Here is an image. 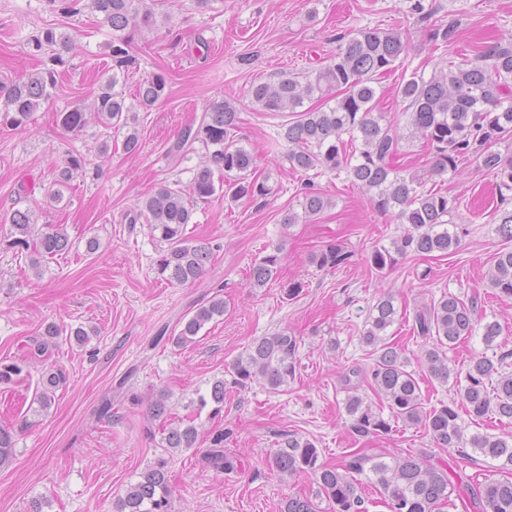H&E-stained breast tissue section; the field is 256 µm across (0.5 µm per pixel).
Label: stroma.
<instances>
[{"mask_svg": "<svg viewBox=\"0 0 512 512\" xmlns=\"http://www.w3.org/2000/svg\"><path fill=\"white\" fill-rule=\"evenodd\" d=\"M432 3L435 13L426 23L407 13L404 0H208L203 6L197 0H162L155 28L126 33L133 62L123 90L134 101L140 83L162 70L169 77L167 97L140 113L137 154L124 151L116 132L102 157L96 119L74 135L63 133L56 115L90 103L111 75V29L100 24L90 0H79L73 13L63 12L55 0H0L1 86L47 63V54L32 46L42 28H56L76 46L59 71L51 104L35 113L27 129L0 127V214L30 209L37 229L62 225L69 241L68 250L37 273L28 257L9 248L8 227L0 223V365L29 363L19 378L0 383V428L16 435L13 458L0 467V512H29L35 499L43 512H115L139 474L162 457L171 512H278L282 499L313 488L309 475L283 478L271 469L269 460L285 432L314 441L328 465L357 450L386 458L421 453L479 481L492 475L489 464L465 461L457 449L438 447L423 429L400 422L388 434L355 439L344 399L352 369L365 371L373 363L361 336L383 292L394 295L398 310L387 338L398 343L426 398H455L470 358L485 349L481 334H474L448 350L450 381L430 378L412 322L424 304L445 293L477 299L475 320L501 324L497 343L509 354L505 371L512 372V297L496 294L488 282L495 254L507 246L492 214L512 209V193L499 194L494 177L472 158L456 172L433 177L436 188L459 200L453 214L463 230L458 249L445 257L410 255L391 271L376 272L367 261L370 251L390 245L404 225L380 214L370 194L345 177L292 171L287 144L275 142L281 117L262 111L250 96L253 84L323 67L342 36L361 27L406 29L404 68L428 73L512 36V0ZM451 21L457 24L454 40L433 49L432 24ZM222 100L236 106L238 138L273 192L243 204L218 195L198 204L188 231L212 246V255L198 280L172 284L156 270L161 243L136 214L159 183L189 187L202 155L174 156L170 148L187 123ZM69 150L80 151L89 165L56 203L45 190ZM305 187L330 198V207L313 222L282 224ZM92 239L98 242L93 251L87 247ZM331 243L341 245L347 259L320 269L312 256ZM278 244L284 254L281 279L305 285L290 302L281 299L277 285L254 288L248 277L264 248ZM216 294L227 309L204 326L194 344L178 349L159 341L160 332H174L196 304ZM47 322L84 328L89 339L82 346L63 341L31 358L33 341ZM284 329L300 339L296 375L286 390L274 393L256 384L227 393L218 417L196 414L197 391L228 377L232 362L254 340ZM56 369L65 374L56 402L34 415L41 377ZM162 391L173 416H196L197 447L164 452L148 412ZM107 397L112 410L104 414L99 407ZM217 429L226 433L225 451L237 458L234 471H217L204 461L207 437Z\"/></svg>", "mask_w": 512, "mask_h": 512, "instance_id": "1", "label": "stroma"}]
</instances>
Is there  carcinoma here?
Instances as JSON below:
<instances>
[{
  "label": "carcinoma",
  "mask_w": 512,
  "mask_h": 512,
  "mask_svg": "<svg viewBox=\"0 0 512 512\" xmlns=\"http://www.w3.org/2000/svg\"><path fill=\"white\" fill-rule=\"evenodd\" d=\"M95 12L103 16L117 33L108 45L112 59V75L101 86L90 104L101 125L125 131L123 146L127 153L140 149V133L136 110L148 111L166 95L167 75L156 72L145 79L137 93L138 107L126 104L125 95L117 89L121 75L131 59L130 43L122 35L128 29H152L157 26L153 8L135 6V0H91ZM408 12L419 20L433 14V4L426 0H408ZM456 23L439 24L432 29L431 41L446 45L453 40ZM38 51L50 52L53 66L31 74L26 80L0 88V126L24 129L35 112L48 105L57 87V67L65 66L75 50L71 38L46 28L34 39ZM408 51L407 35L397 29L362 27L343 37L336 55L324 67L301 79L283 75L274 81L252 87V99L264 112L288 113L280 125L278 136L288 143V162L295 172L310 171L345 173L347 179L373 192L372 201L378 212L394 215L411 230L391 243L377 246L368 257L377 272L394 268L410 254L446 256L460 244L456 231L449 228L457 209L455 198L425 188L427 179L454 171L464 157L476 158L496 178L497 185L512 190V160H505L492 145L512 133V38H502L487 46L473 59L446 67L427 76L412 72L402 76L397 97L404 105L405 128L410 136L423 138L432 151V164L427 175L405 170L394 164L401 153L404 135L397 125L377 109L374 77L387 74L401 65ZM334 98L327 108L305 106L313 98ZM61 127L69 132L80 131L87 123V112L77 106L59 115ZM238 112L228 103L216 104L186 125L170 148L175 155L186 156L205 150L204 160L195 167L189 189L178 182L164 183L146 197L139 206L140 217L159 234L165 249L158 263V273L172 284L192 283L201 275L212 249L206 243L190 239L186 234L197 203L217 194L233 202L253 201L271 193L266 181L256 177L254 155L236 139ZM87 159L80 152L67 153L55 167L54 178L47 189L50 200H63L74 177L86 167ZM331 200L319 192H304L302 213L288 210L283 224H296L319 215ZM497 232L512 240V210L494 216ZM11 245L30 253L33 269L62 253L68 247L67 235L60 229L33 234L32 212L14 209L9 215ZM346 259L343 249L330 244L314 255L321 269H334ZM282 261L281 248L276 246L250 270V283L263 288L277 280ZM491 287L512 297V249L497 252L488 273ZM224 298L215 296L200 305L182 320V328L168 340L176 347L195 342L201 329L216 317L224 316ZM473 304L444 294L416 312L413 333L424 339L422 359L431 377L448 382V358L443 347H453L472 337L475 331ZM394 297H378L362 336L370 347L374 363L363 382L379 400L386 404L391 417L410 426L421 427L442 448H458L461 455L472 460V449L492 461L501 479L484 484H465L475 512H512V439L488 434L466 436L459 423V407L478 422L490 415L512 419V373L500 369L508 359L505 353L489 356L479 354L466 369V385L461 402L451 400L431 407L425 406L422 390L414 372L407 369L402 352L386 341L385 332L396 320ZM486 349H494L501 335L496 321L481 325ZM69 336L83 345L88 333L81 327L67 330L51 322L36 343L39 355L54 347L61 336ZM298 339L281 330L254 342L233 362L231 380H215L210 389L193 401L197 411L212 406L216 415L224 409V396L230 389L245 390L255 383L277 392L288 386L296 374ZM60 370L42 375L34 397L39 410L55 403V389L64 381ZM168 395L161 393L150 406V416L160 422L161 442L168 451L196 447L199 440L194 419L173 420L167 405ZM352 419L351 428L358 437L387 434L391 422L373 410L353 387L344 400ZM15 448L13 434L0 429V466L11 461ZM321 450L309 440L294 434L281 435L279 448L270 460L271 469L290 478L308 473L315 490L309 495L290 496L279 505V512H323L325 503L332 512H367L365 499L358 492L356 476L364 475L379 485L388 497L391 512H442L455 483L446 468L412 454L387 461L382 456L352 452L339 465L320 462ZM205 461L215 469L233 471L234 455L224 451V431L209 438ZM166 462L140 474L120 498L116 512H171Z\"/></svg>",
  "instance_id": "cac0c4a2"
}]
</instances>
